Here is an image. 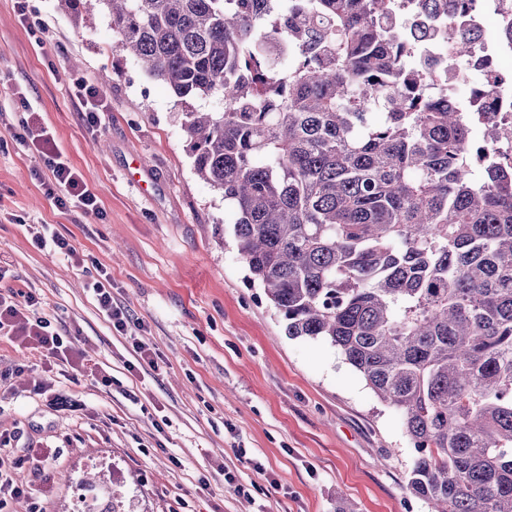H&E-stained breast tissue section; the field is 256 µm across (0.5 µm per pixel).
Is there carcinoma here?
I'll return each instance as SVG.
<instances>
[{
  "instance_id": "obj_1",
  "label": "carcinoma",
  "mask_w": 512,
  "mask_h": 512,
  "mask_svg": "<svg viewBox=\"0 0 512 512\" xmlns=\"http://www.w3.org/2000/svg\"><path fill=\"white\" fill-rule=\"evenodd\" d=\"M106 6L118 48L180 102L197 176L286 322L397 409L431 512H512V169L412 67L394 0H59ZM449 0H419L448 15ZM456 54L473 34L448 31ZM383 109L376 118L372 107Z\"/></svg>"
}]
</instances>
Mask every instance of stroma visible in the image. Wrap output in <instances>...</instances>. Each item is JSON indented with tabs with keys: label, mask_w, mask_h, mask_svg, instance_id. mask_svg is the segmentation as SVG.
<instances>
[{
	"label": "stroma",
	"mask_w": 512,
	"mask_h": 512,
	"mask_svg": "<svg viewBox=\"0 0 512 512\" xmlns=\"http://www.w3.org/2000/svg\"><path fill=\"white\" fill-rule=\"evenodd\" d=\"M29 7L49 22V42L37 44L15 0H0V261L8 286L34 293L41 315L112 377L103 388L90 371L0 337V433L18 449L61 453L53 472L22 474L52 484L45 512H76L91 479L112 486L123 512H430L407 489L416 452L400 413L327 340L287 336L249 282L236 214L197 177L181 126L202 100L177 102L122 56L100 8L77 21L58 0ZM105 73L108 110L95 131L69 79ZM27 124L53 135L101 217L47 198L41 148L21 138ZM41 224L78 258L34 247ZM99 265L156 368L129 371L132 338L87 290ZM42 387L74 396L80 410H54Z\"/></svg>",
	"instance_id": "stroma-1"
}]
</instances>
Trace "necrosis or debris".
<instances>
[{
    "label": "necrosis or debris",
    "mask_w": 512,
    "mask_h": 512,
    "mask_svg": "<svg viewBox=\"0 0 512 512\" xmlns=\"http://www.w3.org/2000/svg\"><path fill=\"white\" fill-rule=\"evenodd\" d=\"M510 23L512 0H475L468 15L449 11L447 18L437 23L435 35L420 47V63L451 74L447 86L450 104L461 112L479 110V119L473 125L477 142L486 123L512 130V43H505L503 37ZM461 26L475 35L466 60L456 57L445 36L447 30Z\"/></svg>",
    "instance_id": "1"
}]
</instances>
